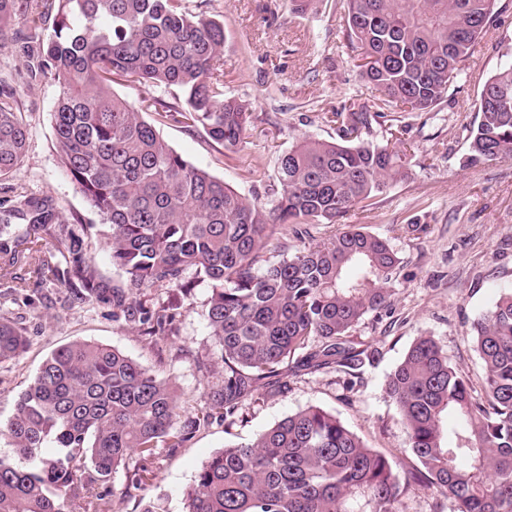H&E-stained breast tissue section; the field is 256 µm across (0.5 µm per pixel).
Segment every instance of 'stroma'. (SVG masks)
Segmentation results:
<instances>
[{
  "label": "stroma",
  "mask_w": 512,
  "mask_h": 512,
  "mask_svg": "<svg viewBox=\"0 0 512 512\" xmlns=\"http://www.w3.org/2000/svg\"><path fill=\"white\" fill-rule=\"evenodd\" d=\"M181 6L189 14L223 21L224 91L248 105L252 122L229 150L202 127L154 112L143 118L184 159L243 196L271 203L283 152L306 135L334 140L330 117L335 111L375 109L377 94L346 44L345 0H311L302 15L292 12L290 0H181ZM29 17L24 7H16L11 25L0 32V92L28 136L24 165L0 179V206H10L22 192L46 193L66 215L94 224L98 218L55 146L52 110L58 88L49 77H31L24 66L30 43L52 32L48 24L32 28ZM511 43L512 0H499L497 16L461 63L440 104L428 112L401 114L404 139L412 147L408 179L364 202L351 217L367 232L388 239L401 259L388 311L366 316L348 333L353 344L377 349L374 363L356 377L331 369L288 376L286 388L260 390L233 421L216 414L177 447L160 446L147 459L128 456L99 489L102 512H142L148 501L156 512H183L186 492L209 458L225 446L252 441L309 406L336 414L368 447L408 463L407 432L384 382L423 334L433 336L474 387H482L485 374L470 324L512 290V159L470 166L466 158L482 85L498 70ZM335 230L332 224L285 225L264 257L277 261L282 253ZM88 243L103 286L99 299L74 300L53 280L16 288L0 278V316L24 327L29 338L18 359L0 363V425L11 419L42 363L58 348L82 340L116 348L169 380L185 416L205 411L224 374L204 316L208 282L190 272L188 293L144 289L149 306L166 307L174 315L169 334L150 338L113 308L112 291L122 287L123 278L101 237L90 235Z\"/></svg>",
  "instance_id": "obj_1"
}]
</instances>
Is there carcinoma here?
<instances>
[{
    "instance_id": "obj_1",
    "label": "carcinoma",
    "mask_w": 512,
    "mask_h": 512,
    "mask_svg": "<svg viewBox=\"0 0 512 512\" xmlns=\"http://www.w3.org/2000/svg\"><path fill=\"white\" fill-rule=\"evenodd\" d=\"M33 25L54 13L53 34L25 66L58 86L54 137L61 161L99 218L125 282L112 306L133 308L150 336L170 330L166 309L137 301L144 288H183L192 270L209 282L205 310L224 377L210 413L234 419L244 402L291 370L352 374L376 351L347 340L350 329L391 305L400 258L388 240L346 220L361 202L408 177L411 148L368 139L383 112L332 113L336 140L307 137L283 152L277 198L251 201L185 160L129 101L113 76L175 86L185 108L156 99L145 108L202 125L227 149L240 142L247 105L224 94L216 63L224 24L192 16L180 0H30ZM497 13V0H347L346 35L362 75L385 107L428 112ZM476 103L467 163L512 157V47ZM23 124L0 98V177L22 165ZM67 218L48 194L18 195L0 210V277L23 264L73 297L101 295L84 240L71 236L65 267L42 255L41 233ZM25 224L22 235L10 225ZM341 224L342 231L260 265L278 226ZM483 393L420 336L385 383L407 430L413 462L397 464L317 406L290 414L252 442L214 454L186 493L184 512H399L409 492L430 490L455 512H512V291L472 324ZM28 345L25 329L0 317V363ZM181 405L173 385L123 352L76 341L47 358L0 435L28 461L0 458V512H99L96 489L128 456H150L175 437Z\"/></svg>"
}]
</instances>
